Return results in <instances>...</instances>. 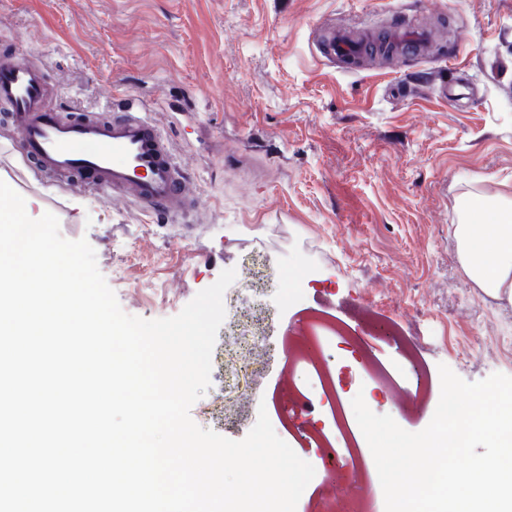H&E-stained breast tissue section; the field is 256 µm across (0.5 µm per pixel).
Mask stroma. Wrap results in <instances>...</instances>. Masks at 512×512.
<instances>
[{"label":"stroma","instance_id":"1","mask_svg":"<svg viewBox=\"0 0 512 512\" xmlns=\"http://www.w3.org/2000/svg\"><path fill=\"white\" fill-rule=\"evenodd\" d=\"M452 24L424 61L354 68L328 59L323 29ZM42 64L58 105L111 114L146 103L197 189L178 222L124 199L40 179L0 117V179L87 238L121 308L178 314L221 271L225 318L211 385L190 410L200 427L246 437L259 409L307 462L295 428L335 434L326 401L284 429L281 338L316 311L356 326L393 325L410 355L379 338L335 340L324 354L336 397L423 430L439 365L475 382L512 375V298L467 276L454 227L512 200V0H0V57ZM86 202L77 210V202ZM425 370L432 395L406 416L381 393L371 360Z\"/></svg>","mask_w":512,"mask_h":512}]
</instances>
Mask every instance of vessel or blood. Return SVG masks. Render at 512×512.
<instances>
[{"instance_id": "b4317fda", "label": "vessel or blood", "mask_w": 512, "mask_h": 512, "mask_svg": "<svg viewBox=\"0 0 512 512\" xmlns=\"http://www.w3.org/2000/svg\"><path fill=\"white\" fill-rule=\"evenodd\" d=\"M44 70L14 55L0 58V105L12 113L23 158L60 186L81 185L104 198H122L171 220L197 203L169 136L143 102L127 100L112 117L62 118Z\"/></svg>"}]
</instances>
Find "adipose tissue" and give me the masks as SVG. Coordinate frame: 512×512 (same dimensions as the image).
Instances as JSON below:
<instances>
[{"label":"adipose tissue","mask_w":512,"mask_h":512,"mask_svg":"<svg viewBox=\"0 0 512 512\" xmlns=\"http://www.w3.org/2000/svg\"><path fill=\"white\" fill-rule=\"evenodd\" d=\"M458 250L470 278L491 294L512 295V207L499 208L489 224H461Z\"/></svg>","instance_id":"1"}]
</instances>
